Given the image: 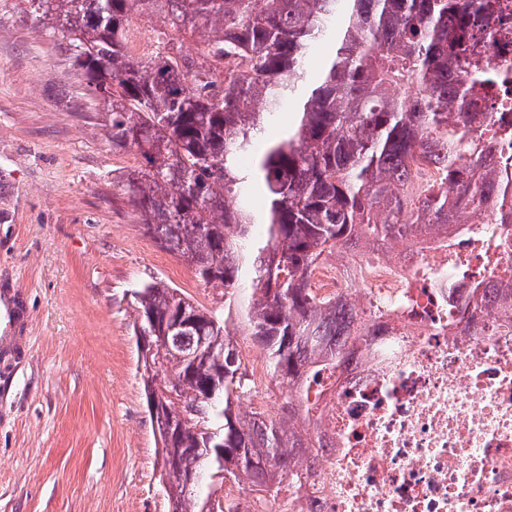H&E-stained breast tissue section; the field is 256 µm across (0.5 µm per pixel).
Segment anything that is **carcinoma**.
Here are the masks:
<instances>
[{"label":"carcinoma","instance_id":"carcinoma-1","mask_svg":"<svg viewBox=\"0 0 512 512\" xmlns=\"http://www.w3.org/2000/svg\"><path fill=\"white\" fill-rule=\"evenodd\" d=\"M89 95L106 105L112 145L140 165L117 183L147 234L198 281L234 297L247 336L278 386L303 389L365 328L349 299L309 288L320 258L408 241L448 223V196L399 193L414 166L457 188L462 221L503 193L512 114L471 112L467 97L497 69L472 53L489 0H27ZM159 26L130 50L131 18ZM203 34L198 55L174 43ZM330 42L327 57L315 56ZM285 135H267L283 105ZM144 391L156 378L170 436L164 487L176 512H240L216 485L248 480L264 495L296 480L317 447L299 404L243 418L254 382L227 321L158 280L131 290Z\"/></svg>","mask_w":512,"mask_h":512}]
</instances>
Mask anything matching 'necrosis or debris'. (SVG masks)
<instances>
[{"mask_svg":"<svg viewBox=\"0 0 512 512\" xmlns=\"http://www.w3.org/2000/svg\"><path fill=\"white\" fill-rule=\"evenodd\" d=\"M485 20L492 65L508 78L476 94L478 112L512 113V0ZM463 235L336 252L310 273L322 297H351L364 340L335 374L297 398L321 442L301 483L279 489L289 512H512V309L466 321L454 287L512 289V183Z\"/></svg>","mask_w":512,"mask_h":512,"instance_id":"1","label":"necrosis or debris"}]
</instances>
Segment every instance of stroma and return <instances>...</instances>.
Returning a JSON list of instances; mask_svg holds the SVG:
<instances>
[{
    "mask_svg": "<svg viewBox=\"0 0 512 512\" xmlns=\"http://www.w3.org/2000/svg\"><path fill=\"white\" fill-rule=\"evenodd\" d=\"M105 106L26 0H0V512H168L128 292L158 279L236 321L113 181Z\"/></svg>",
    "mask_w": 512,
    "mask_h": 512,
    "instance_id": "stroma-1",
    "label": "stroma"
}]
</instances>
